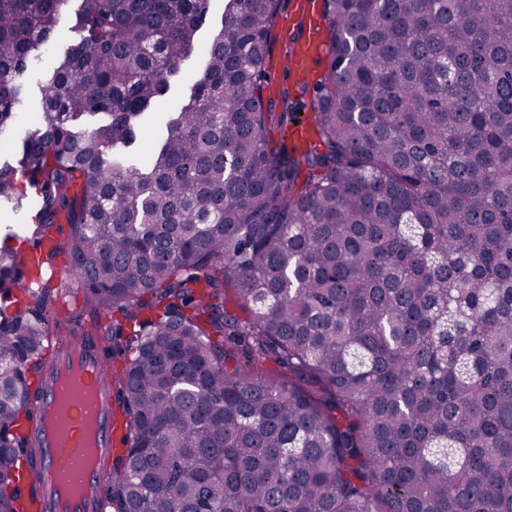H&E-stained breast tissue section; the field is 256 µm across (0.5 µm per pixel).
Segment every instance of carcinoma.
<instances>
[{"label": "carcinoma", "instance_id": "1", "mask_svg": "<svg viewBox=\"0 0 512 512\" xmlns=\"http://www.w3.org/2000/svg\"><path fill=\"white\" fill-rule=\"evenodd\" d=\"M61 0H0V136ZM279 0H82L0 164V512L39 452L67 240L125 427L112 512H512V0H322L312 140L272 144ZM104 119L80 130L85 116ZM121 318H113L114 314ZM273 360L282 376L262 372ZM223 10V0H211L208 19L198 32V39L201 43L207 42L213 33L221 27ZM204 65V58L198 55L188 66L169 79V90L165 96L167 112L179 110L189 88L199 77Z\"/></svg>", "mask_w": 512, "mask_h": 512}]
</instances>
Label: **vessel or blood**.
<instances>
[{"label":"vessel or blood","mask_w":512,"mask_h":512,"mask_svg":"<svg viewBox=\"0 0 512 512\" xmlns=\"http://www.w3.org/2000/svg\"><path fill=\"white\" fill-rule=\"evenodd\" d=\"M319 51L316 33H309L284 66L308 79ZM43 381L41 452L34 465L41 494L33 512H106L98 471L116 450L122 431L112 424V385L103 374L100 343L84 335L75 338Z\"/></svg>","instance_id":"1"}]
</instances>
